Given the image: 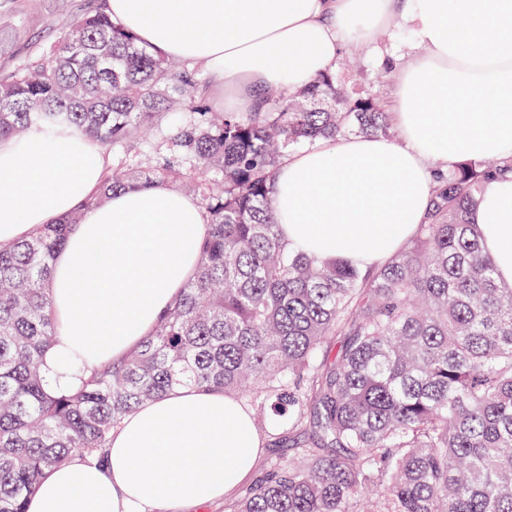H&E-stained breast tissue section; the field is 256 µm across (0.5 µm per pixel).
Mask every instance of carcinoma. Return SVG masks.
<instances>
[{
  "instance_id": "1",
  "label": "carcinoma",
  "mask_w": 512,
  "mask_h": 512,
  "mask_svg": "<svg viewBox=\"0 0 512 512\" xmlns=\"http://www.w3.org/2000/svg\"><path fill=\"white\" fill-rule=\"evenodd\" d=\"M0 23V139L30 128L86 139L117 162L107 193L193 186L210 232L197 272L125 358L76 391L39 369L54 327V255L82 210L0 242V512H26L43 471L105 456L112 428L178 385L235 393L288 441L224 512H512V287L469 214L512 171L462 161L436 176L415 236L363 270L281 240L274 176L290 148L354 131L393 137L377 98L327 73L255 112H212L210 78L139 44L87 0L60 36L18 57ZM348 341L334 350L330 340Z\"/></svg>"
}]
</instances>
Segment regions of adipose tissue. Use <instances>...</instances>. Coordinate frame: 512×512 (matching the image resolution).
<instances>
[{"mask_svg":"<svg viewBox=\"0 0 512 512\" xmlns=\"http://www.w3.org/2000/svg\"><path fill=\"white\" fill-rule=\"evenodd\" d=\"M113 21L170 58L197 63L228 112L264 87L288 92L335 71L396 16L420 49L395 68L399 138L357 133L287 155L276 178L282 238L359 267L383 264L416 232L433 175L465 158L512 159V0H108ZM95 145L32 128L0 140V241L30 238L75 210L53 262L55 335L40 369L51 390L149 336L195 274L207 234L198 198L165 184L83 203L103 188ZM497 277L512 285V176L490 180L470 217ZM263 442L251 409L221 392L174 388L112 431L105 462L46 470L27 512H159L232 498Z\"/></svg>","mask_w":512,"mask_h":512,"instance_id":"ef3b65f1","label":"adipose tissue"}]
</instances>
